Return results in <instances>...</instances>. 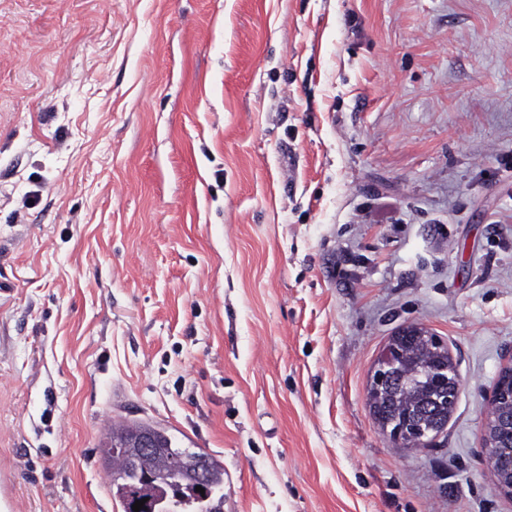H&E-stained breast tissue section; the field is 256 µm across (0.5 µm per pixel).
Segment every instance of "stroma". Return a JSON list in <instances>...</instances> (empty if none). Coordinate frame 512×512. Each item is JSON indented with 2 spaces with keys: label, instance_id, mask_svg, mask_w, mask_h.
Masks as SVG:
<instances>
[{
  "label": "stroma",
  "instance_id": "obj_1",
  "mask_svg": "<svg viewBox=\"0 0 512 512\" xmlns=\"http://www.w3.org/2000/svg\"><path fill=\"white\" fill-rule=\"evenodd\" d=\"M457 365L427 448L368 380ZM512 0H0V490L121 512L105 420L224 464V512H512ZM398 349L394 343L384 348L383 352L377 359L373 371L370 375L371 381L374 378L377 383L381 384L385 381H391L394 377L393 371L397 366ZM506 378L498 376L495 385V395L492 409L488 417L487 425H492L489 437L491 445L501 444L500 436L503 432L510 433L512 430V376ZM447 424L448 422H443L438 426L425 431L418 428L414 424H399L392 428V422H388L386 429L387 431L388 429L391 431L393 441L398 446H409L417 448L426 445L432 438L443 432V430L447 427Z\"/></svg>",
  "mask_w": 512,
  "mask_h": 512
}]
</instances>
